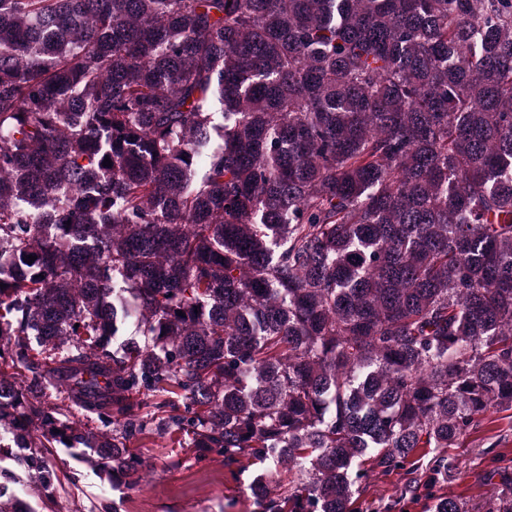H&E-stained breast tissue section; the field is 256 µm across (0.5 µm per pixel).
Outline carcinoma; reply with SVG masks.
<instances>
[{
  "label": "carcinoma",
  "mask_w": 512,
  "mask_h": 512,
  "mask_svg": "<svg viewBox=\"0 0 512 512\" xmlns=\"http://www.w3.org/2000/svg\"><path fill=\"white\" fill-rule=\"evenodd\" d=\"M506 411L512 0H0V512L147 431L347 512Z\"/></svg>",
  "instance_id": "1"
}]
</instances>
